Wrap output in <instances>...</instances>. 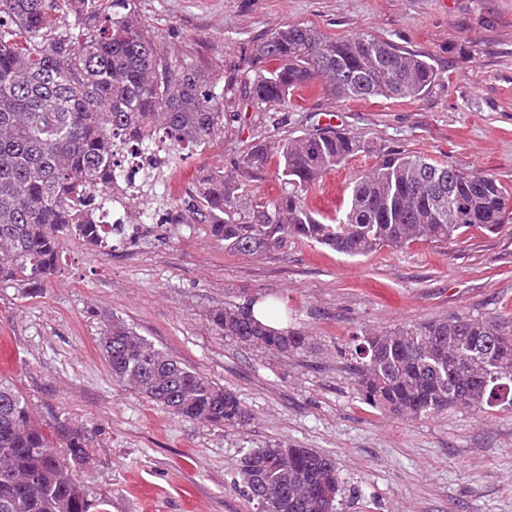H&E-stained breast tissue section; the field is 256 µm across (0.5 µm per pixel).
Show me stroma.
<instances>
[{
	"label": "stroma",
	"instance_id": "stroma-1",
	"mask_svg": "<svg viewBox=\"0 0 512 512\" xmlns=\"http://www.w3.org/2000/svg\"><path fill=\"white\" fill-rule=\"evenodd\" d=\"M160 48L224 91V129L170 151L138 231L111 251L74 235L41 293L0 289V378L35 418L86 432L92 461L74 473L90 512H256L233 466L247 448L282 442L332 456L338 512H512V405L449 408L410 419L361 403L352 367L360 336L459 314L512 319V219L447 243L417 241L350 257L304 240L262 255L226 250L205 224H170L207 172L263 146L252 197L278 195L276 151L323 126L366 149L308 192L326 223L341 218L355 180L401 151L512 189V0H136ZM290 24L329 37L358 32L429 56L439 77L416 100L336 102L321 85L260 111L244 94L252 46ZM274 306L309 338L282 355L225 336L210 320L227 304ZM224 388L249 415L239 429L185 420L112 378L99 340L108 317Z\"/></svg>",
	"mask_w": 512,
	"mask_h": 512
}]
</instances>
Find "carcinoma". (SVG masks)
<instances>
[{
	"label": "carcinoma",
	"instance_id": "obj_1",
	"mask_svg": "<svg viewBox=\"0 0 512 512\" xmlns=\"http://www.w3.org/2000/svg\"><path fill=\"white\" fill-rule=\"evenodd\" d=\"M72 14L79 32L60 22ZM135 0H0V288L32 294L58 272L60 240L74 234L107 247L100 219L122 178L119 153L145 152L165 138L175 148L206 144L224 127V96L195 69L167 57L133 20ZM262 64L246 85L257 107L288 104L319 82L337 101L417 100L437 80L429 58L381 37L331 38L289 25L253 48ZM273 62L275 66L265 67ZM360 141L310 133L280 151L278 197L244 204L245 179L260 175L267 151L211 171L182 202L224 248L258 255L303 239L349 256L416 241L446 242L478 226L499 231L509 194L494 176L389 152L355 181L345 216L325 224L305 193L358 154ZM224 335L269 351L297 353L308 337L274 330L250 308L211 316ZM100 347L120 385L182 418L227 428L247 421L237 396L174 359L123 320L105 323ZM357 394L373 409L414 419L450 407L482 409L512 377V320L453 316L362 337ZM85 434L36 420L28 399L0 378V512H90L73 470L89 463ZM261 512H336L333 457L280 443L249 448L234 461Z\"/></svg>",
	"mask_w": 512,
	"mask_h": 512
}]
</instances>
